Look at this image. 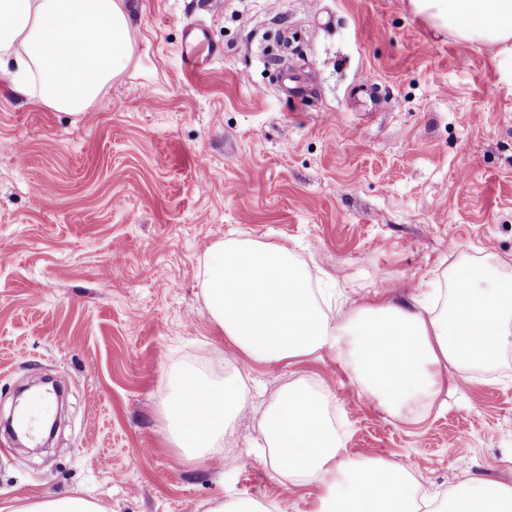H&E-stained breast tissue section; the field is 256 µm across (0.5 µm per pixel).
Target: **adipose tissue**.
Here are the masks:
<instances>
[{
  "mask_svg": "<svg viewBox=\"0 0 512 512\" xmlns=\"http://www.w3.org/2000/svg\"><path fill=\"white\" fill-rule=\"evenodd\" d=\"M459 39L512 57V0H410ZM135 40L125 0H0V85L55 111L81 114L128 67ZM454 288L417 309L389 303L332 314L308 265L287 247L245 238L215 242L199 262L201 298L225 338L249 361L336 355L363 392L388 411L434 402L444 370L496 362L512 348V284L480 268L453 272ZM164 436L189 462L218 453L248 406L236 365L223 373H167ZM209 399L192 410L194 389ZM326 394L303 382L267 408L264 462L290 487L320 490L310 512H512V485L473 481L439 501L419 498L407 465L346 454Z\"/></svg>",
  "mask_w": 512,
  "mask_h": 512,
  "instance_id": "1",
  "label": "adipose tissue"
}]
</instances>
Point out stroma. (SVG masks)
I'll list each match as a JSON object with an SVG mask.
<instances>
[{
    "label": "stroma",
    "mask_w": 512,
    "mask_h": 512,
    "mask_svg": "<svg viewBox=\"0 0 512 512\" xmlns=\"http://www.w3.org/2000/svg\"><path fill=\"white\" fill-rule=\"evenodd\" d=\"M136 51L89 112L0 92V419L65 389L41 451L0 427V512L73 493L110 512H208L217 498L309 512L248 455L288 383L328 393L348 455L414 461L422 490L512 485V350L394 414L329 353L246 362L199 295L218 240L294 249L344 312L412 304L421 283L512 256V62L409 0H128ZM221 54L184 66L188 24ZM373 84L382 108L357 95ZM150 106H143L140 92ZM238 364L250 410L218 462L164 438L165 372Z\"/></svg>",
    "instance_id": "35a3bbf8"
}]
</instances>
